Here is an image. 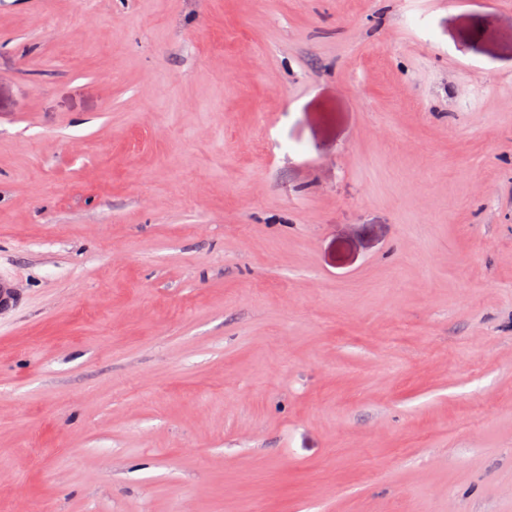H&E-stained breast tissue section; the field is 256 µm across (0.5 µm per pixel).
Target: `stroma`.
Returning <instances> with one entry per match:
<instances>
[{
    "instance_id": "stroma-1",
    "label": "stroma",
    "mask_w": 512,
    "mask_h": 512,
    "mask_svg": "<svg viewBox=\"0 0 512 512\" xmlns=\"http://www.w3.org/2000/svg\"><path fill=\"white\" fill-rule=\"evenodd\" d=\"M0 273V512H512V0H0Z\"/></svg>"
}]
</instances>
